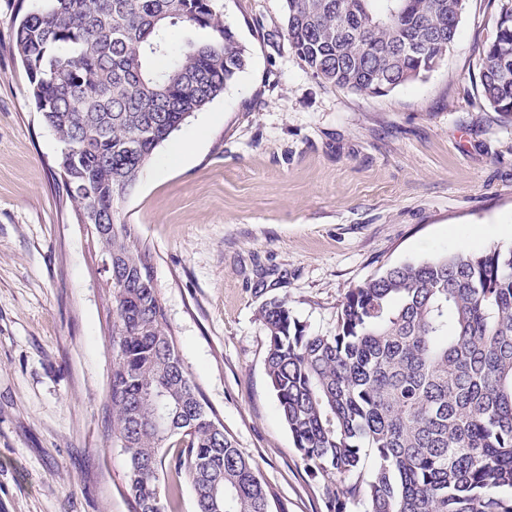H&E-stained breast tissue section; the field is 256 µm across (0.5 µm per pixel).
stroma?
<instances>
[{
  "mask_svg": "<svg viewBox=\"0 0 512 512\" xmlns=\"http://www.w3.org/2000/svg\"><path fill=\"white\" fill-rule=\"evenodd\" d=\"M0 0V512H136L107 410L112 300L58 186L60 145L11 49ZM249 63L193 114L195 153L163 142L120 204L203 402L273 492L329 512L281 420L259 307L315 333L346 292L443 250L512 242V119L482 96L494 0H466L445 59L385 96L314 78L282 35L284 0H221Z\"/></svg>",
  "mask_w": 512,
  "mask_h": 512,
  "instance_id": "obj_1",
  "label": "stroma"
}]
</instances>
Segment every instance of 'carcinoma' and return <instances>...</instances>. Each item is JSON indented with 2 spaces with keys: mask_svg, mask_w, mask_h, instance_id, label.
<instances>
[{
  "mask_svg": "<svg viewBox=\"0 0 512 512\" xmlns=\"http://www.w3.org/2000/svg\"><path fill=\"white\" fill-rule=\"evenodd\" d=\"M480 56L488 104L512 118V0ZM466 0H285V37L315 78L385 96L447 55ZM207 31L176 44L172 30ZM62 192L112 259V444L136 512H271V494L183 367L149 250L119 204L156 148L221 96L248 57L220 0H38L14 22ZM265 370L295 448L348 512H512V243L387 268L316 334L284 300L258 311ZM170 481L162 480L163 469Z\"/></svg>",
  "mask_w": 512,
  "mask_h": 512,
  "instance_id": "cac0c4a2",
  "label": "carcinoma"
}]
</instances>
